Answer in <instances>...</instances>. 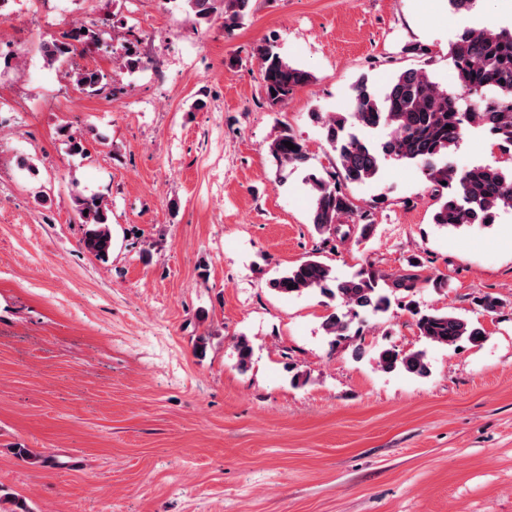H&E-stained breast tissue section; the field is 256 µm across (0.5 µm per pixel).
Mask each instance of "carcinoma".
Returning <instances> with one entry per match:
<instances>
[{
	"label": "carcinoma",
	"instance_id": "1",
	"mask_svg": "<svg viewBox=\"0 0 512 512\" xmlns=\"http://www.w3.org/2000/svg\"><path fill=\"white\" fill-rule=\"evenodd\" d=\"M195 17L207 21L222 8L224 29L230 31L249 14L250 0H186ZM105 30L76 27L42 44L49 64L63 61L99 45ZM457 71L461 93L451 94L421 69H405L382 88L359 79L352 87V111L343 115L312 116L322 123L325 138L336 152L342 180L364 184L377 179L382 163L393 159L418 164L437 192L433 223L448 228L488 226L498 212L512 208V172L500 166L473 165L460 168L451 156L458 148L467 127L486 130L505 151L512 150V30L507 28H466L449 48ZM259 72L266 100L272 106L284 105L294 92L309 83L311 75L284 60L273 46L258 49ZM84 92L103 91L107 83L97 69H77L70 73ZM58 133L66 138L73 155L87 152V139L67 127ZM295 148L289 149L284 142ZM269 154L280 165L305 164L309 156L302 142L284 128L268 144ZM313 205L310 223L321 235L336 236L342 224L360 226V238L373 232L369 214L358 208L332 177L308 175ZM73 204L78 223L83 226L82 248L96 260L106 263L112 256V210L104 197L77 194ZM383 276L374 271H359L339 277L328 264L308 258L270 282L284 296L319 295L345 308L327 314L322 329L334 342L360 334L354 326L357 317L377 316L391 306L390 293L410 294L418 288L419 276H397L391 280V292L380 285ZM415 325L427 342L441 346L478 344L486 331L477 320L438 310L422 311L414 301L406 303ZM238 366L246 368L252 346L241 336L235 343ZM385 372L403 371L417 377L429 373L426 352L401 353L384 348L374 357Z\"/></svg>",
	"mask_w": 512,
	"mask_h": 512
}]
</instances>
